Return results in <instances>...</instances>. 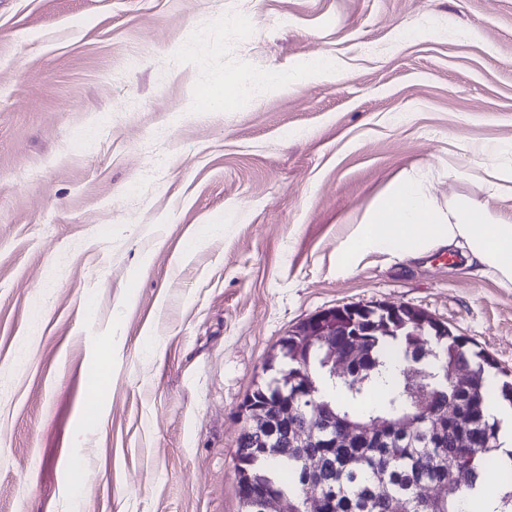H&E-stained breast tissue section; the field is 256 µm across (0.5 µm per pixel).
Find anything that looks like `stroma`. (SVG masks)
I'll return each mask as SVG.
<instances>
[{
	"instance_id": "35a3bbf8",
	"label": "stroma",
	"mask_w": 512,
	"mask_h": 512,
	"mask_svg": "<svg viewBox=\"0 0 512 512\" xmlns=\"http://www.w3.org/2000/svg\"><path fill=\"white\" fill-rule=\"evenodd\" d=\"M319 55L333 74L196 106ZM493 166L512 0H0V512H73L78 463L81 512H239V406L324 309L410 305L512 374V286L443 247L338 262L405 176L512 218Z\"/></svg>"
}]
</instances>
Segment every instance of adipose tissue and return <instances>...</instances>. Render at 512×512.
Returning <instances> with one entry per match:
<instances>
[{
	"label": "adipose tissue",
	"instance_id": "adipose-tissue-1",
	"mask_svg": "<svg viewBox=\"0 0 512 512\" xmlns=\"http://www.w3.org/2000/svg\"><path fill=\"white\" fill-rule=\"evenodd\" d=\"M334 70L333 61L321 55L300 71L244 73L230 78L229 83L241 99L266 89L296 86L312 75ZM440 246L459 249L465 267L480 266L482 273L495 274L501 284H512V222L485 209L475 210L462 198L450 201L447 209H438L409 177L372 203L338 259L347 267L353 258L368 251L392 248L416 258Z\"/></svg>",
	"mask_w": 512,
	"mask_h": 512
}]
</instances>
